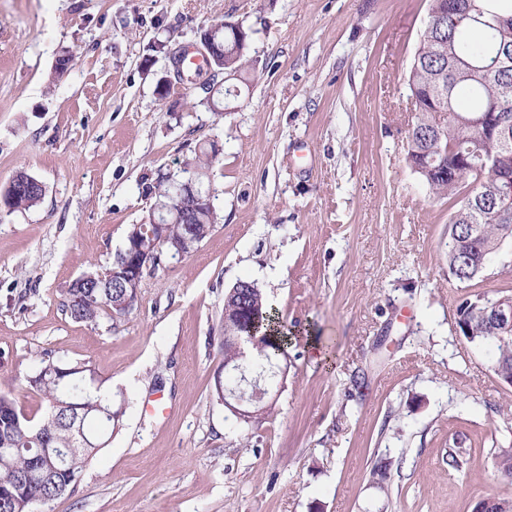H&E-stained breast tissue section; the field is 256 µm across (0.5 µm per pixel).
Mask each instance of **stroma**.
I'll list each match as a JSON object with an SVG mask.
<instances>
[{"mask_svg":"<svg viewBox=\"0 0 512 512\" xmlns=\"http://www.w3.org/2000/svg\"><path fill=\"white\" fill-rule=\"evenodd\" d=\"M429 0H0V392L45 411L24 379L50 351L92 361L122 426L75 491L36 512H472L512 498V386L454 330L473 295L512 294V241L472 286L448 274L447 200L406 161V74ZM241 22L256 63L232 110L201 88L159 98V43ZM70 69L48 75L62 51ZM217 141L218 222L147 275L121 321L70 318L81 273L108 267L158 170ZM256 282L298 339L265 420L214 397L224 295ZM470 449L448 466L455 439ZM389 459L386 475L375 473ZM34 182L39 186H32V189L25 191V193L20 195H14V198L11 203V210L8 212H23L30 210L36 206H38L45 192V187L42 182L34 180Z\"/></svg>","mask_w":512,"mask_h":512,"instance_id":"obj_1","label":"stroma"}]
</instances>
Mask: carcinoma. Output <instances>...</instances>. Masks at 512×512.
Returning <instances> with one entry per match:
<instances>
[{"label": "carcinoma", "mask_w": 512, "mask_h": 512, "mask_svg": "<svg viewBox=\"0 0 512 512\" xmlns=\"http://www.w3.org/2000/svg\"><path fill=\"white\" fill-rule=\"evenodd\" d=\"M205 31L224 55L216 69L246 81L248 47L222 21L210 23ZM406 85L414 112L406 135L407 159L420 179L454 208L448 228V272L467 283L478 277L465 260L470 225L480 228L486 264L502 241L512 239V215L503 217L497 206L499 175L504 169L512 171V138L506 142L497 132L500 125L512 131V0H430ZM436 112L449 117L437 124ZM473 116L483 117V125L467 122ZM214 153L215 143L201 146L184 164V173L199 182L207 179ZM149 191L153 205L169 210L170 220L160 237L151 238L134 226L128 232L142 248L144 275L157 269L183 240L193 238L201 244L217 223L213 202L188 194L172 197L159 175ZM43 197V190L34 186L13 198L12 211L30 210ZM138 302L139 286L112 279L108 267L76 278L65 292L62 308L78 322H117L136 310ZM224 307L262 337L264 354L251 358L252 367L260 369L286 356L291 337L255 282L227 292ZM455 324L464 337L490 348L501 374H512V334L499 335L492 319L470 307L467 299L456 309ZM27 383L42 395L48 410L35 422L17 408L10 394L0 393V512H34L36 506L74 490L125 413L123 405H114L112 391L86 360L65 361L45 352ZM81 434L89 444L79 455L47 464L46 449L79 448ZM468 454L464 441L456 442L448 452V466L461 468ZM496 465L504 478L512 480L511 444L498 448Z\"/></svg>", "instance_id": "cac0c4a2"}]
</instances>
